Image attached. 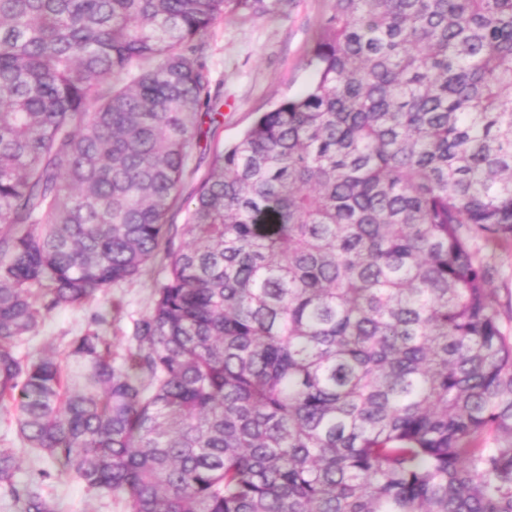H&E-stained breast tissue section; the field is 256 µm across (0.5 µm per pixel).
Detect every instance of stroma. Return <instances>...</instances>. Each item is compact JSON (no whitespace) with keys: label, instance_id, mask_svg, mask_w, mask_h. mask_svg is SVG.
<instances>
[{"label":"stroma","instance_id":"stroma-1","mask_svg":"<svg viewBox=\"0 0 512 512\" xmlns=\"http://www.w3.org/2000/svg\"><path fill=\"white\" fill-rule=\"evenodd\" d=\"M333 7L334 0H292L286 13L247 20L228 15L207 32L205 52L212 70V94L222 117L216 121L206 114L198 117L189 170L169 214L170 223L184 222L187 201L208 171L216 148L234 140L256 113L267 111L312 82L314 70L307 64L308 53L321 20ZM475 249L491 268L490 286L503 311L501 327L512 336V242L495 246L480 241ZM163 277L162 267L154 264L140 278L109 288L87 305L50 313L36 334L19 343V354L38 350L63 353L70 340L91 325L95 314L108 313L112 325L104 334L113 352L124 355L133 325L150 311L154 288ZM0 447L17 449V481L40 482L59 503V512H125L121 499L89 490L75 476L58 472L48 460L23 447L9 413L3 409Z\"/></svg>","mask_w":512,"mask_h":512}]
</instances>
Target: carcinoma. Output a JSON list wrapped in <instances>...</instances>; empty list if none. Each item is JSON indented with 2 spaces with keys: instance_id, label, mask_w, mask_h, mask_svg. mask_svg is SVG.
<instances>
[{
  "instance_id": "1",
  "label": "carcinoma",
  "mask_w": 512,
  "mask_h": 512,
  "mask_svg": "<svg viewBox=\"0 0 512 512\" xmlns=\"http://www.w3.org/2000/svg\"><path fill=\"white\" fill-rule=\"evenodd\" d=\"M274 0H0V407L127 512H512V0H334L314 80L214 154L202 39ZM165 276L116 360L45 316ZM0 448V496L57 512ZM474 248L478 257L491 267L490 287L501 304V327L507 336H512V242L495 246L478 241Z\"/></svg>"
}]
</instances>
